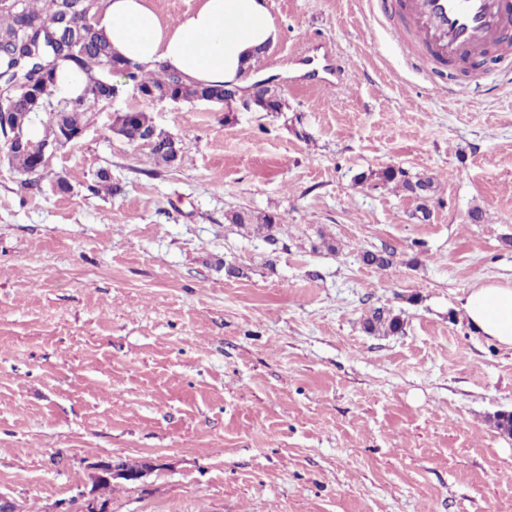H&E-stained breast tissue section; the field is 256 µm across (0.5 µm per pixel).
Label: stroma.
Instances as JSON below:
<instances>
[{
  "label": "stroma",
  "mask_w": 512,
  "mask_h": 512,
  "mask_svg": "<svg viewBox=\"0 0 512 512\" xmlns=\"http://www.w3.org/2000/svg\"><path fill=\"white\" fill-rule=\"evenodd\" d=\"M265 5L280 36L256 74L287 111L129 81L47 178L0 141V496L66 512L89 463L150 458L112 512H512V436L488 421L512 412V349L458 310L512 284V75L408 68L376 0ZM128 111L174 136L172 167L113 134ZM389 166L429 198L370 180ZM102 170L120 193L92 192ZM237 210L280 217L277 244ZM383 249L390 268L361 262ZM375 307L402 333L367 335Z\"/></svg>",
  "instance_id": "1"
}]
</instances>
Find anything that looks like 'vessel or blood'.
Listing matches in <instances>:
<instances>
[{"mask_svg":"<svg viewBox=\"0 0 512 512\" xmlns=\"http://www.w3.org/2000/svg\"><path fill=\"white\" fill-rule=\"evenodd\" d=\"M409 30L429 54L481 58L512 29V0H401Z\"/></svg>","mask_w":512,"mask_h":512,"instance_id":"b4317fda","label":"vessel or blood"}]
</instances>
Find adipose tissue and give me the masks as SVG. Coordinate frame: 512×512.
<instances>
[{
    "label": "adipose tissue",
    "instance_id": "ef3b65f1",
    "mask_svg": "<svg viewBox=\"0 0 512 512\" xmlns=\"http://www.w3.org/2000/svg\"><path fill=\"white\" fill-rule=\"evenodd\" d=\"M96 26L114 55L142 71L163 67L201 85L242 84L279 36L263 0H198L174 25L147 0H103ZM461 310L478 334L512 348L511 285L480 283Z\"/></svg>",
    "mask_w": 512,
    "mask_h": 512
}]
</instances>
